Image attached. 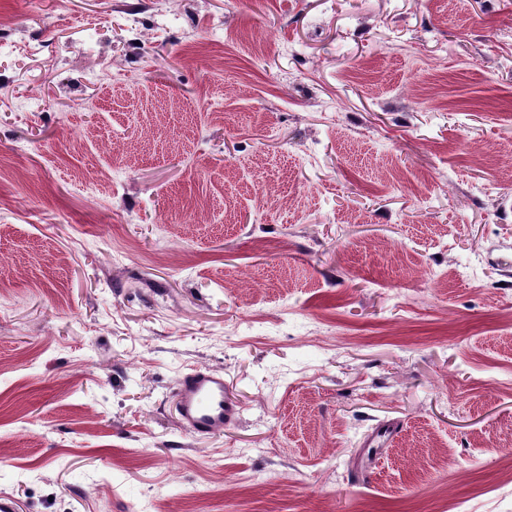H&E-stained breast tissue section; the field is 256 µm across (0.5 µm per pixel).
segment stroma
<instances>
[{
	"label": "stroma",
	"instance_id": "35a3bbf8",
	"mask_svg": "<svg viewBox=\"0 0 512 512\" xmlns=\"http://www.w3.org/2000/svg\"><path fill=\"white\" fill-rule=\"evenodd\" d=\"M510 458L512 0H0V498L512 512ZM175 409L180 421L195 434L224 431L241 414V406L232 398L223 374L192 369L180 380L175 393Z\"/></svg>",
	"mask_w": 512,
	"mask_h": 512
}]
</instances>
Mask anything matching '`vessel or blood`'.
<instances>
[{"label":"vessel or blood","instance_id":"vessel-or-blood-1","mask_svg":"<svg viewBox=\"0 0 512 512\" xmlns=\"http://www.w3.org/2000/svg\"><path fill=\"white\" fill-rule=\"evenodd\" d=\"M180 421L195 434L209 435L233 425L241 414L221 374L194 369L186 373L175 393Z\"/></svg>","mask_w":512,"mask_h":512}]
</instances>
